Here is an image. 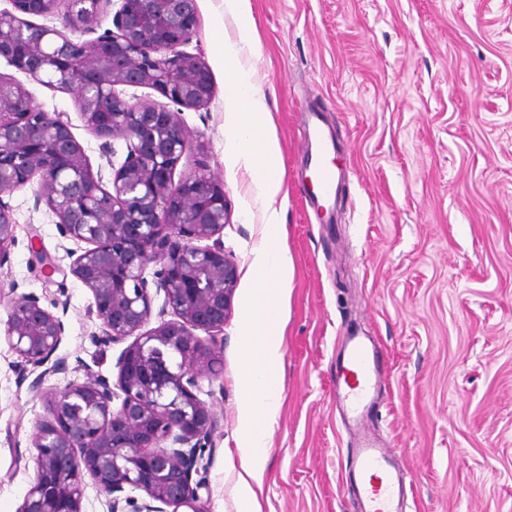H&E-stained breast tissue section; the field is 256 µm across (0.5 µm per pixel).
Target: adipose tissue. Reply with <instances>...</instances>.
<instances>
[{
  "label": "adipose tissue",
  "mask_w": 512,
  "mask_h": 512,
  "mask_svg": "<svg viewBox=\"0 0 512 512\" xmlns=\"http://www.w3.org/2000/svg\"><path fill=\"white\" fill-rule=\"evenodd\" d=\"M224 11L241 21L236 39L224 41L222 51L238 107L236 135L242 145L238 161L248 176L243 209L245 216L257 214L262 219L250 263L254 288L243 324L247 355L241 370L246 415L239 446L243 469L240 486L252 500L256 497L252 483L267 464L270 427L282 403L284 292L292 276V262L282 243L283 224L277 205L284 194L278 173L280 148L269 129L266 98L254 69L246 62L254 48L250 0H224Z\"/></svg>",
  "instance_id": "obj_1"
}]
</instances>
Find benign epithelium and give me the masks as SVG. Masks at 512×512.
I'll return each instance as SVG.
<instances>
[{
  "label": "benign epithelium",
  "mask_w": 512,
  "mask_h": 512,
  "mask_svg": "<svg viewBox=\"0 0 512 512\" xmlns=\"http://www.w3.org/2000/svg\"><path fill=\"white\" fill-rule=\"evenodd\" d=\"M7 2L0 59L72 94L102 155L113 154L111 138L126 144L120 164L93 168L66 113L44 111L19 80L0 74V269L16 242L1 195L37 176L35 206L46 205L61 237L85 244L69 252L70 273L93 296L98 340L129 341L116 381L100 376L50 393L20 512H82L88 479L108 512H205L199 491L208 485L199 473L218 421L199 397L200 382L221 373L239 273L221 240L224 183L205 171L175 178L185 153L203 149L181 112L214 96L206 62L187 50L196 0ZM112 6V27L102 31L100 16ZM141 87L164 101L125 96ZM152 285L164 295L154 327ZM64 332L61 317L31 293L12 301L0 342L22 359L25 380L27 366L45 365Z\"/></svg>",
  "instance_id": "1"
}]
</instances>
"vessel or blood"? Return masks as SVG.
<instances>
[{
  "mask_svg": "<svg viewBox=\"0 0 512 512\" xmlns=\"http://www.w3.org/2000/svg\"><path fill=\"white\" fill-rule=\"evenodd\" d=\"M318 120L317 110H309L302 136L308 147V159L316 169V198L334 204L338 201L341 171L329 160L333 146ZM377 351L374 341L356 334L347 337L341 351L342 373L336 381V402L359 427L364 425L367 411L384 381ZM345 483L355 512H402L405 475L396 467L392 450L373 439H363L352 448Z\"/></svg>",
  "mask_w": 512,
  "mask_h": 512,
  "instance_id": "1",
  "label": "vessel or blood"
}]
</instances>
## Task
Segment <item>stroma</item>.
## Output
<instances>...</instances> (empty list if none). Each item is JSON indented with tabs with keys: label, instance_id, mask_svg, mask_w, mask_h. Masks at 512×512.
Instances as JSON below:
<instances>
[{
	"label": "stroma",
	"instance_id": "obj_1",
	"mask_svg": "<svg viewBox=\"0 0 512 512\" xmlns=\"http://www.w3.org/2000/svg\"><path fill=\"white\" fill-rule=\"evenodd\" d=\"M249 58L271 113L288 198L282 213L294 273L283 339L282 404L262 475L260 512H352L344 474L353 435L333 398L345 336L365 332L386 379L367 429L406 474L405 512H512V0H251ZM189 47L208 65L215 96L182 117L205 151L199 168L224 181V249L239 281L224 326V368L202 382L219 421L205 477L206 512H251L238 490L245 406L241 335L253 286L259 218H246L248 178L236 161L237 106L221 49L237 21L222 0H197ZM45 111L63 112L92 165L99 141L71 94L26 81ZM322 110L345 170L338 218L309 204L298 184L303 112ZM34 188L0 199L17 224L0 269V329L29 293L64 317L55 352L67 372L46 387L117 375L122 344H103L90 291L69 272ZM54 273H46L45 262ZM0 345V512H19L34 475L31 448L47 414L43 393L18 376Z\"/></svg>",
	"mask_w": 512,
	"mask_h": 512
}]
</instances>
